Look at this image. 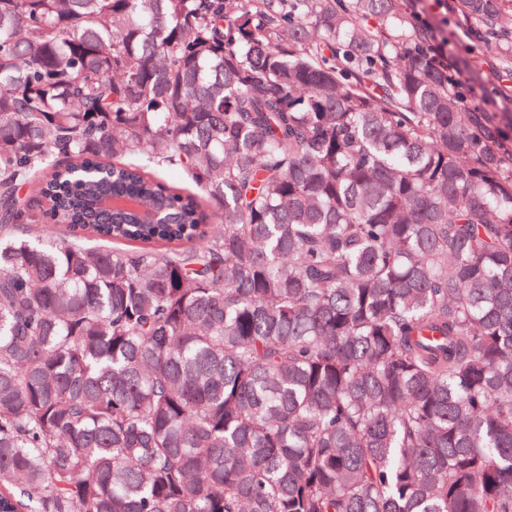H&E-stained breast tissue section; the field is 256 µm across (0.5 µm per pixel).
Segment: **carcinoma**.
<instances>
[{"mask_svg": "<svg viewBox=\"0 0 512 512\" xmlns=\"http://www.w3.org/2000/svg\"><path fill=\"white\" fill-rule=\"evenodd\" d=\"M234 2L0 0V512H512V111Z\"/></svg>", "mask_w": 512, "mask_h": 512, "instance_id": "obj_1", "label": "carcinoma"}]
</instances>
